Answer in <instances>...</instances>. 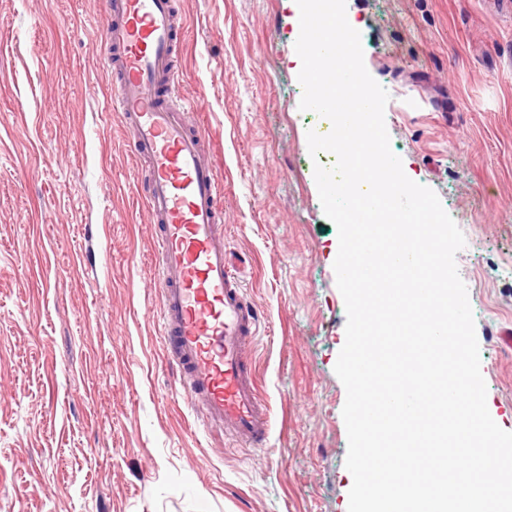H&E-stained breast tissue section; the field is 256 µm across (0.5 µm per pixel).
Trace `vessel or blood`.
Here are the masks:
<instances>
[{"label":"vessel or blood","mask_w":512,"mask_h":512,"mask_svg":"<svg viewBox=\"0 0 512 512\" xmlns=\"http://www.w3.org/2000/svg\"><path fill=\"white\" fill-rule=\"evenodd\" d=\"M100 40L112 109L141 160L155 229L159 321L187 404L234 442L266 447L270 417L248 358L262 330L224 244V204L196 107L179 96L176 0H107Z\"/></svg>","instance_id":"b4317fda"}]
</instances>
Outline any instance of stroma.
Wrapping results in <instances>:
<instances>
[{
  "mask_svg": "<svg viewBox=\"0 0 512 512\" xmlns=\"http://www.w3.org/2000/svg\"><path fill=\"white\" fill-rule=\"evenodd\" d=\"M403 168L462 230L487 401L512 428V0H346ZM183 95L264 330L272 423L228 447L158 330L154 228L95 31L105 0H0V512H348L345 302L289 0H177Z\"/></svg>",
  "mask_w": 512,
  "mask_h": 512,
  "instance_id": "obj_1",
  "label": "stroma"
}]
</instances>
